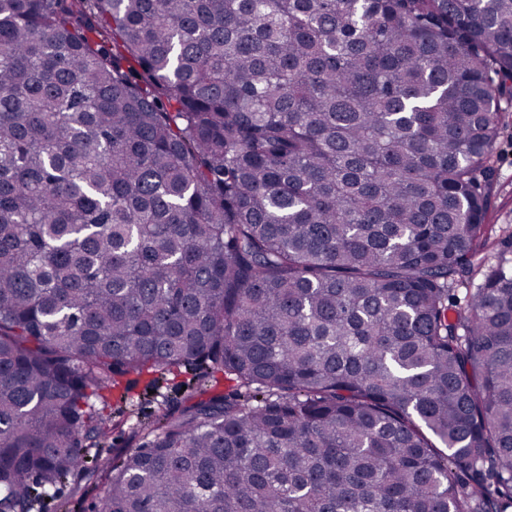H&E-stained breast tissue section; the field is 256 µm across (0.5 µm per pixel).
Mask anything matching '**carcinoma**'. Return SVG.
Instances as JSON below:
<instances>
[{
	"instance_id": "obj_1",
	"label": "carcinoma",
	"mask_w": 512,
	"mask_h": 512,
	"mask_svg": "<svg viewBox=\"0 0 512 512\" xmlns=\"http://www.w3.org/2000/svg\"><path fill=\"white\" fill-rule=\"evenodd\" d=\"M509 103L512 0H0V512H512ZM491 160L497 177L491 190V205L484 220L486 245L474 260L471 284L481 282L485 266L494 262L502 243L508 241L510 236L512 238V106L500 112ZM470 285L459 287L461 299L465 288H470ZM198 376V373L188 367H181L163 375L157 373L128 376L130 389L126 397L121 399V391H113L109 406L104 410V414L109 415L112 420L125 422L126 434L120 435L117 430L112 431V438L105 445V449L112 453V448H122L126 445L128 427L152 419L158 413L159 407L172 408L183 404L192 387L200 382ZM153 378H158V382L155 386L148 387ZM183 385H186L185 390H182ZM149 390H152L153 394H149ZM109 445L111 448H108ZM97 500L87 496L80 500V493H74L72 485L64 487L58 497L38 504L34 512H93Z\"/></svg>"
}]
</instances>
